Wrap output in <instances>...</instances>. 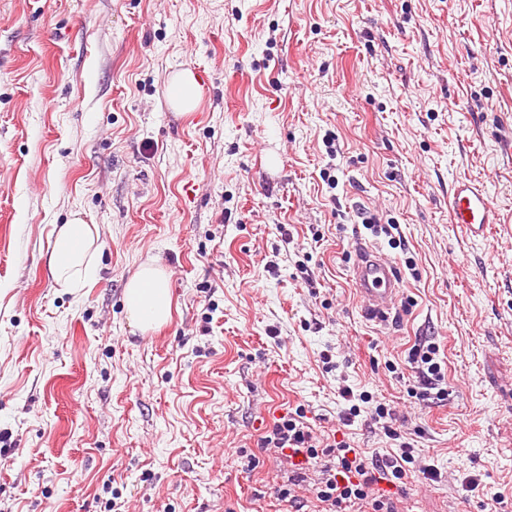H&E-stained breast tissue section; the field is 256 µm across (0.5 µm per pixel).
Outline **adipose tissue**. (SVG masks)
Returning a JSON list of instances; mask_svg holds the SVG:
<instances>
[{
	"label": "adipose tissue",
	"instance_id": "adipose-tissue-1",
	"mask_svg": "<svg viewBox=\"0 0 512 512\" xmlns=\"http://www.w3.org/2000/svg\"><path fill=\"white\" fill-rule=\"evenodd\" d=\"M97 239L96 225L77 216L58 227L47 260L57 283L78 288L83 279L95 274L92 248ZM124 301L133 326L145 331L167 324L172 315V298L165 270L154 263L141 265L125 287Z\"/></svg>",
	"mask_w": 512,
	"mask_h": 512
}]
</instances>
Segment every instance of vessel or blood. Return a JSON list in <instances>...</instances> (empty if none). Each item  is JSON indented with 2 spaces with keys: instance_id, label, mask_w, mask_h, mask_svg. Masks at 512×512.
<instances>
[{
  "instance_id": "b4317fda",
  "label": "vessel or blood",
  "mask_w": 512,
  "mask_h": 512,
  "mask_svg": "<svg viewBox=\"0 0 512 512\" xmlns=\"http://www.w3.org/2000/svg\"><path fill=\"white\" fill-rule=\"evenodd\" d=\"M448 214L452 223L462 225L475 236L499 221L495 204L485 189L467 179L453 185L448 196ZM358 252L353 281L363 313L369 319L386 321L402 293L395 266L373 247L362 245Z\"/></svg>"
}]
</instances>
